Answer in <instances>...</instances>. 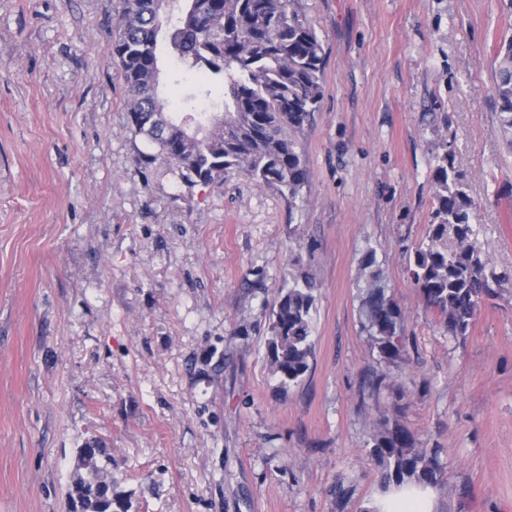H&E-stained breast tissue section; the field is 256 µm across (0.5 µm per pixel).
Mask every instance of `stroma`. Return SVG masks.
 I'll return each mask as SVG.
<instances>
[{"label": "stroma", "instance_id": "1", "mask_svg": "<svg viewBox=\"0 0 512 512\" xmlns=\"http://www.w3.org/2000/svg\"><path fill=\"white\" fill-rule=\"evenodd\" d=\"M511 1L291 0L324 50L291 203L237 171L188 187L146 161L112 58L117 0H0V512H69L92 438L112 512H371L383 413L437 450L434 512H512V281L455 339L407 272L448 145L483 253L512 270L493 79ZM157 57L171 111H222L166 36ZM369 249L405 316L393 363L361 326ZM304 271L314 352L283 390L268 325ZM371 370L393 381L375 408Z\"/></svg>", "mask_w": 512, "mask_h": 512}]
</instances>
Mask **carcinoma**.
<instances>
[{
  "instance_id": "cac0c4a2",
  "label": "carcinoma",
  "mask_w": 512,
  "mask_h": 512,
  "mask_svg": "<svg viewBox=\"0 0 512 512\" xmlns=\"http://www.w3.org/2000/svg\"><path fill=\"white\" fill-rule=\"evenodd\" d=\"M290 0H119L112 39L128 93L130 130L154 146L147 156L171 166L183 183H220L236 170L294 202L310 173L297 137L323 92V47L314 28ZM167 14L174 55L201 71L204 85L224 87V113L205 117L204 137H185L180 121L159 96L157 39ZM498 120L512 147V36L494 53ZM435 207L414 247L407 272L426 307L453 338L465 337L481 304L498 295L512 274L491 266L476 246L474 202L454 151L445 149L432 170ZM372 249L363 255L367 288L363 328L379 358L393 361L406 349L401 308L386 294ZM314 277L302 272L284 285L272 307L267 356L282 388L308 372L313 356L311 309ZM372 454L384 485L434 484L442 476L436 453L420 448L396 418L381 416L371 435ZM110 458L99 440L85 443L68 487L70 512H110L104 496Z\"/></svg>"
}]
</instances>
